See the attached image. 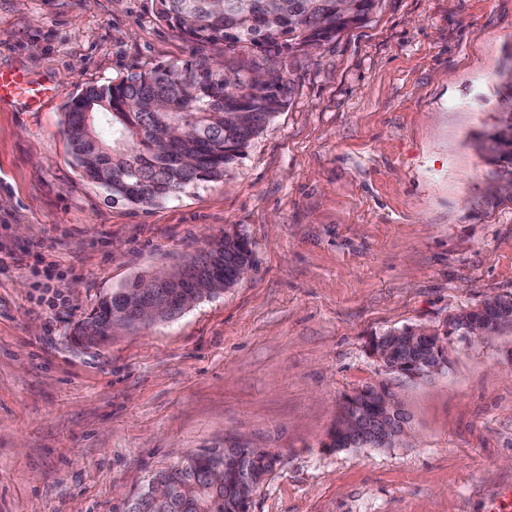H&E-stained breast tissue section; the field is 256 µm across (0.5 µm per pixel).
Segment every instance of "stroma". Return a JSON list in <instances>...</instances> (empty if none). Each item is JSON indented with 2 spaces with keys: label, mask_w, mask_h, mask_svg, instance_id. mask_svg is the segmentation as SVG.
<instances>
[{
  "label": "stroma",
  "mask_w": 512,
  "mask_h": 512,
  "mask_svg": "<svg viewBox=\"0 0 512 512\" xmlns=\"http://www.w3.org/2000/svg\"><path fill=\"white\" fill-rule=\"evenodd\" d=\"M153 0H0V512H125L191 454L265 448L248 512H512V331L446 342L406 382L372 336L512 295V197L476 136L512 110V0H381L297 66L282 112L224 178L112 203L73 164L70 96L191 57ZM234 231L247 273L177 318L76 348L106 295ZM388 384L393 448H333L346 397ZM53 88L43 87L24 74L0 72V100L10 99L28 109L39 108L45 100L53 95Z\"/></svg>",
  "instance_id": "obj_1"
}]
</instances>
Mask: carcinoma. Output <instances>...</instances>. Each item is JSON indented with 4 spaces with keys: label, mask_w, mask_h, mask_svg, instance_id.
I'll list each match as a JSON object with an SVG mask.
<instances>
[{
    "label": "carcinoma",
    "mask_w": 512,
    "mask_h": 512,
    "mask_svg": "<svg viewBox=\"0 0 512 512\" xmlns=\"http://www.w3.org/2000/svg\"><path fill=\"white\" fill-rule=\"evenodd\" d=\"M159 21L198 46L224 45L228 61L210 65L186 60L133 74L116 84L89 86L68 102L65 134L82 175L108 193L114 203L153 207L202 182L224 177L250 142L282 110L292 91L290 72L277 58L304 56L348 28L364 24L380 0H154ZM487 162L512 181V111L483 134ZM252 263V250L239 234H224L183 265L194 281L148 288L146 296L167 302V319L183 312L186 294L211 297L238 281V269ZM130 290L100 299L76 325L88 347L106 343L115 329H135ZM486 314L512 316V296L483 303ZM470 311L418 336L412 328L388 331L372 349L393 345L383 361L396 378H413L422 366L445 352L448 336L463 331ZM387 386H368L346 399V412L370 428L396 427L403 412L387 408ZM277 463L259 448H226L224 453L193 454L157 479L174 488L160 506L145 501L142 512H248L237 486L259 485ZM224 467V480L210 479Z\"/></svg>",
    "instance_id": "cac0c4a2"
}]
</instances>
